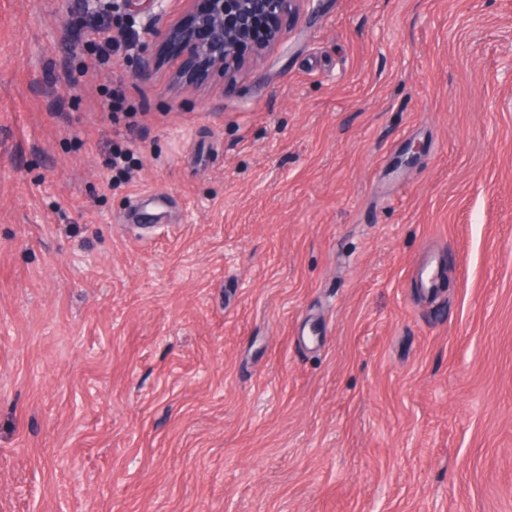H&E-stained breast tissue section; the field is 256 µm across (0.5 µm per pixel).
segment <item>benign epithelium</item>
<instances>
[{"label":"benign epithelium","instance_id":"7a95c632","mask_svg":"<svg viewBox=\"0 0 512 512\" xmlns=\"http://www.w3.org/2000/svg\"><path fill=\"white\" fill-rule=\"evenodd\" d=\"M191 21L172 25L162 39L187 52L177 87L193 91L209 73L228 77L246 63L260 62L277 42L284 21L292 18L305 0H206Z\"/></svg>","mask_w":512,"mask_h":512}]
</instances>
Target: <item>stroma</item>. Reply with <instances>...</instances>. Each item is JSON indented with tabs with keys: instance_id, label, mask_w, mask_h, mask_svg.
I'll return each mask as SVG.
<instances>
[{
	"instance_id": "1",
	"label": "stroma",
	"mask_w": 512,
	"mask_h": 512,
	"mask_svg": "<svg viewBox=\"0 0 512 512\" xmlns=\"http://www.w3.org/2000/svg\"><path fill=\"white\" fill-rule=\"evenodd\" d=\"M198 5L0 0V512H512V0ZM191 21L172 25L162 39L187 52L186 66L179 72L177 87L193 91L210 72L232 75L246 63L260 62L277 42L284 21L292 18L305 0H204ZM266 21L260 37L257 24Z\"/></svg>"
}]
</instances>
